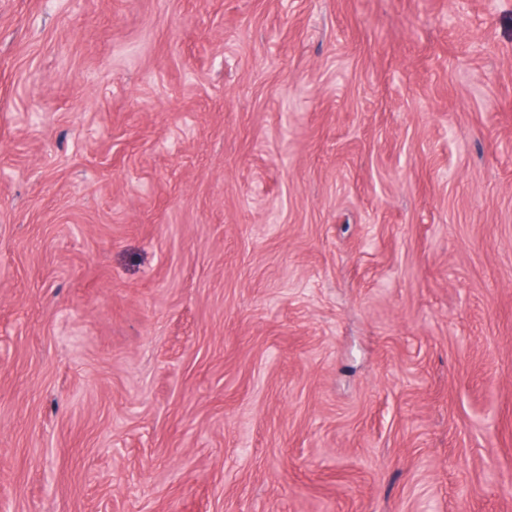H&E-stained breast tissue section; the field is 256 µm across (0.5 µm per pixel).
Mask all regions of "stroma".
<instances>
[{
    "label": "stroma",
    "instance_id": "stroma-1",
    "mask_svg": "<svg viewBox=\"0 0 512 512\" xmlns=\"http://www.w3.org/2000/svg\"><path fill=\"white\" fill-rule=\"evenodd\" d=\"M0 512H512V0H0Z\"/></svg>",
    "mask_w": 512,
    "mask_h": 512
}]
</instances>
